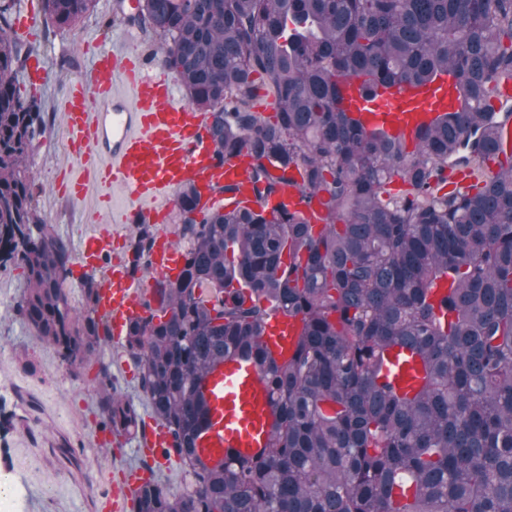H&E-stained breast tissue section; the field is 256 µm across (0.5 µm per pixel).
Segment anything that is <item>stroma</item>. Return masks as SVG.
I'll list each match as a JSON object with an SVG mask.
<instances>
[{"label":"stroma","mask_w":512,"mask_h":512,"mask_svg":"<svg viewBox=\"0 0 512 512\" xmlns=\"http://www.w3.org/2000/svg\"><path fill=\"white\" fill-rule=\"evenodd\" d=\"M134 2L95 0L93 10L74 25L60 28L43 18L30 36L20 40L29 58L40 60L46 71L44 82L35 89L29 84L28 68L16 75L21 90L33 92L40 101L47 120L29 159L37 186L34 204L44 222L75 250L89 233L114 224L112 210L124 206L125 195L116 188L110 200H103L93 184L80 199L61 193L60 183L80 168L69 149L64 96L69 85L90 82L97 48L121 57L153 59L156 40L130 21ZM114 226L125 239L120 255H130L132 225ZM26 287L22 268L0 266V415L10 418L9 426L0 428V472L14 477V493L0 501V512H98L97 501L124 473L140 469L144 455L136 451L132 438L126 439L122 452L98 442L101 412L88 383L91 373L73 376L17 311ZM102 354L112 361L115 388L142 418H150L151 408L122 347L105 346Z\"/></svg>","instance_id":"35a3bbf8"}]
</instances>
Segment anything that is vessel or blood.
<instances>
[{
  "mask_svg": "<svg viewBox=\"0 0 512 512\" xmlns=\"http://www.w3.org/2000/svg\"><path fill=\"white\" fill-rule=\"evenodd\" d=\"M119 81L131 91V99L115 95ZM449 84L442 74L425 87H394L386 92L384 104L357 112L356 117L367 130L413 138L419 126L456 108ZM64 112L70 144L84 160L96 156L101 145L112 148L111 163L96 171L99 186L105 191L119 186L132 205L130 211H117L113 224L161 222L167 204L187 184L208 197L215 187L247 181L248 157L218 163L206 114L182 103L175 81L164 72L147 70L140 59H121L101 50L93 62L90 85L68 87ZM112 226L90 234L79 259L101 272L96 314L118 341L127 322L141 315L146 289L155 279L175 277L184 259L170 235L160 233L149 258L151 276L142 279L112 260ZM206 393L216 425L200 439L202 458L215 463L231 449L250 454L261 448L270 409L255 365L231 362L219 367L208 377ZM167 442L164 428L156 425L147 428L138 446L156 456ZM144 479L139 471L125 475L111 495L100 500L101 512H126Z\"/></svg>",
  "mask_w": 512,
  "mask_h": 512,
  "instance_id": "vessel-or-blood-1",
  "label": "vessel or blood"
}]
</instances>
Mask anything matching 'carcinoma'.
<instances>
[{
    "label": "carcinoma",
    "instance_id": "obj_1",
    "mask_svg": "<svg viewBox=\"0 0 512 512\" xmlns=\"http://www.w3.org/2000/svg\"><path fill=\"white\" fill-rule=\"evenodd\" d=\"M44 8L67 27L93 0ZM10 16L0 2V263L25 270L28 324L93 370L101 427L130 437L140 419L100 357L98 283L84 277L76 310L75 254L33 204L45 120L13 81ZM131 20L209 114L217 160L249 157L257 206L199 218V193L176 195L185 264L156 280L125 349L184 484L148 479L135 512H512V145L496 138L512 115L496 96L512 80V0H141ZM443 72L458 108L413 144L343 106L352 79L370 103ZM456 173L472 183L449 188ZM153 241L136 225L133 269ZM278 315L294 325L287 347L265 340ZM236 360L262 373L273 420L259 453L211 465L203 382Z\"/></svg>",
    "mask_w": 512,
    "mask_h": 512
}]
</instances>
